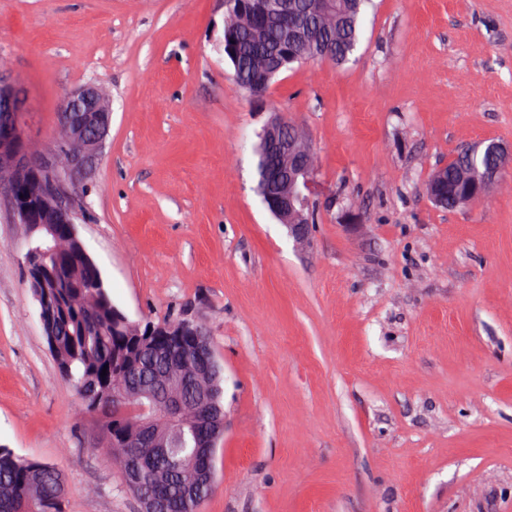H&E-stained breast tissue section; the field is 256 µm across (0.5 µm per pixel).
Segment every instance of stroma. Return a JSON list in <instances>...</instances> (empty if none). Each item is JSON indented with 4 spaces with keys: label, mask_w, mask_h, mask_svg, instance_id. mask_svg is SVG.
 Segmentation results:
<instances>
[{
    "label": "stroma",
    "mask_w": 512,
    "mask_h": 512,
    "mask_svg": "<svg viewBox=\"0 0 512 512\" xmlns=\"http://www.w3.org/2000/svg\"><path fill=\"white\" fill-rule=\"evenodd\" d=\"M356 62L293 65L258 108L224 0H0V71L56 142L88 82L112 109L76 230L130 318L191 314L224 366L201 512H512V183L434 206L460 148H512V0H374ZM321 194L295 245L256 194L270 111ZM0 207V445L57 466L68 512H140L61 379Z\"/></svg>",
    "instance_id": "35a3bbf8"
}]
</instances>
